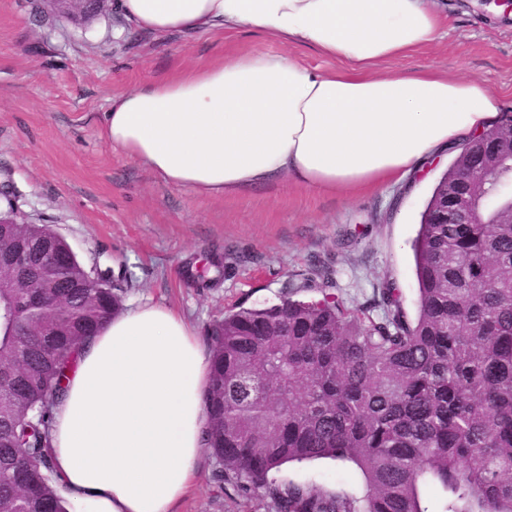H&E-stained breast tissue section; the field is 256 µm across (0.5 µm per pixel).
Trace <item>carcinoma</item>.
<instances>
[{"label":"carcinoma","mask_w":512,"mask_h":512,"mask_svg":"<svg viewBox=\"0 0 512 512\" xmlns=\"http://www.w3.org/2000/svg\"><path fill=\"white\" fill-rule=\"evenodd\" d=\"M435 186L413 242L418 312L381 288L366 307L333 292L284 295L210 326L205 444L216 476L265 490L277 512H512V162L475 193L482 224H436ZM14 251L62 250L46 226L0 224ZM122 306L79 261L32 266L0 288V512H68L49 454V413L80 345ZM354 463L356 498L280 485L287 463Z\"/></svg>","instance_id":"cac0c4a2"}]
</instances>
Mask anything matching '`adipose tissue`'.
I'll list each match as a JSON object with an SVG mask.
<instances>
[{
    "instance_id": "adipose-tissue-1",
    "label": "adipose tissue",
    "mask_w": 512,
    "mask_h": 512,
    "mask_svg": "<svg viewBox=\"0 0 512 512\" xmlns=\"http://www.w3.org/2000/svg\"><path fill=\"white\" fill-rule=\"evenodd\" d=\"M150 34L248 29L338 61L310 68L249 51L113 99V148L200 197L278 181L350 189L411 172L490 127L501 99L484 82L378 63L439 36L427 0H118ZM209 358L161 304L112 317L80 348L51 410L50 453L75 512H172L198 473Z\"/></svg>"
}]
</instances>
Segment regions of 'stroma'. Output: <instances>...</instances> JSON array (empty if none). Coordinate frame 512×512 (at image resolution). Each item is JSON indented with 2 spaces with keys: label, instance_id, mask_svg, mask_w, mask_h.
<instances>
[{
  "label": "stroma",
  "instance_id": "1",
  "mask_svg": "<svg viewBox=\"0 0 512 512\" xmlns=\"http://www.w3.org/2000/svg\"><path fill=\"white\" fill-rule=\"evenodd\" d=\"M434 0L442 17L431 45L381 64L385 73L436 70L485 82L512 115V12L493 0ZM107 7L86 22L58 17L48 0H0V182L19 209L69 243L86 268L123 288V308L142 302L180 312L207 343L216 319L264 307L285 294L317 298L324 277L354 306L396 289L415 316L412 242L420 215L457 149L443 150L401 180L358 190H316L291 182L202 198L167 186L105 138L113 98L226 54L289 52L323 70L335 61L247 32L153 37L126 29ZM211 455L174 512H275L264 490L217 480ZM294 481L362 497L352 463H290Z\"/></svg>",
  "mask_w": 512,
  "mask_h": 512
}]
</instances>
